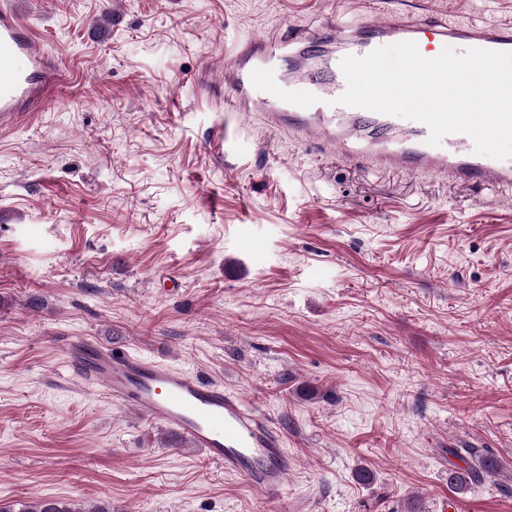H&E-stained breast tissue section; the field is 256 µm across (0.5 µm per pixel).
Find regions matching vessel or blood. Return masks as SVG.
<instances>
[{"label":"vessel or blood","mask_w":512,"mask_h":512,"mask_svg":"<svg viewBox=\"0 0 512 512\" xmlns=\"http://www.w3.org/2000/svg\"><path fill=\"white\" fill-rule=\"evenodd\" d=\"M430 39L432 55L444 48L512 51V21H448L430 0L420 12L349 24L331 21L325 32L298 29L288 37L257 39L232 53L224 82L227 106L259 112L268 126L326 146L349 148L352 157L378 169L434 175L477 186L512 185V163L476 154L470 136L450 133L428 143L420 121L339 104L346 90L345 57L378 47ZM53 59L12 5L0 6V129L37 111L52 81ZM61 351L70 373L101 386L114 403L142 413L225 473L240 476L264 501L280 500L294 461L279 430L223 384L90 339L65 340Z\"/></svg>","instance_id":"b4317fda"}]
</instances>
